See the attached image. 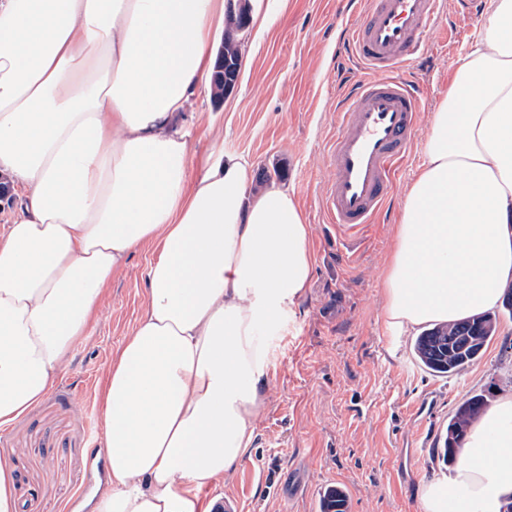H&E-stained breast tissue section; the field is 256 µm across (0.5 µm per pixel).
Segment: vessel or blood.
Segmentation results:
<instances>
[{
  "instance_id": "b4317fda",
  "label": "vessel or blood",
  "mask_w": 512,
  "mask_h": 512,
  "mask_svg": "<svg viewBox=\"0 0 512 512\" xmlns=\"http://www.w3.org/2000/svg\"><path fill=\"white\" fill-rule=\"evenodd\" d=\"M443 0H362L347 40L358 72L336 113L328 145L324 210L343 231L371 223L385 208L412 143L424 89L399 72L428 55L426 37Z\"/></svg>"
}]
</instances>
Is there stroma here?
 <instances>
[{
  "instance_id": "obj_1",
  "label": "stroma",
  "mask_w": 512,
  "mask_h": 512,
  "mask_svg": "<svg viewBox=\"0 0 512 512\" xmlns=\"http://www.w3.org/2000/svg\"><path fill=\"white\" fill-rule=\"evenodd\" d=\"M351 20L346 0H288L267 31L246 33L252 54L223 103L200 89L177 120L189 174L212 152L248 156L256 187L277 183L293 191L316 255L306 297L270 337V397L250 458L224 486L230 512H319V496L331 486L346 492L349 512H422V483L453 471L437 450L455 409L475 394L495 402L512 385L511 312H500L481 359L458 376L427 372L408 345L390 356L383 334L392 226L423 160L432 114L485 17L462 18L458 0H445L442 20L458 26V38L447 44L432 35L433 65L405 72L425 85L427 99L389 209L345 233L326 223L322 196ZM149 259L137 251L113 275L98 321L53 390L0 432V459L15 470L20 512H76L97 481L100 391L113 351L144 311Z\"/></svg>"
}]
</instances>
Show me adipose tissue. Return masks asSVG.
Segmentation results:
<instances>
[{
  "instance_id": "ef3b65f1",
  "label": "adipose tissue",
  "mask_w": 512,
  "mask_h": 512,
  "mask_svg": "<svg viewBox=\"0 0 512 512\" xmlns=\"http://www.w3.org/2000/svg\"><path fill=\"white\" fill-rule=\"evenodd\" d=\"M227 0H0V173L22 203L0 226V431L53 389L113 275L151 248L145 309L101 390L106 483L91 512H217L266 405L268 339L316 257L292 192L242 155L187 173L173 124L214 64ZM512 285V0L437 106L387 258L390 355L437 323L496 309ZM512 495V392L473 423L423 512Z\"/></svg>"
}]
</instances>
